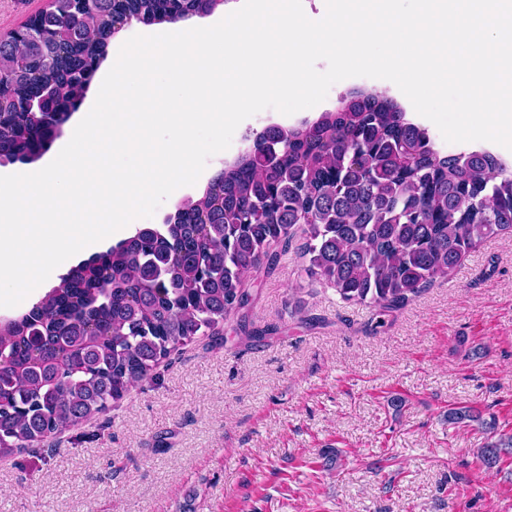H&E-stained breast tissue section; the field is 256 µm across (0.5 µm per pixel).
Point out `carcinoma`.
<instances>
[{
  "label": "carcinoma",
  "mask_w": 512,
  "mask_h": 512,
  "mask_svg": "<svg viewBox=\"0 0 512 512\" xmlns=\"http://www.w3.org/2000/svg\"><path fill=\"white\" fill-rule=\"evenodd\" d=\"M222 0H47L0 37V161L32 162L132 19L172 24ZM163 228L62 276L28 312L0 321V456L91 418L177 346L248 302L259 256L307 227L306 271L379 314L449 275L484 241L512 232V171L487 151L443 154L394 103L356 93L301 129L271 128ZM448 423L489 433L484 467L512 435L473 405Z\"/></svg>",
  "instance_id": "obj_1"
}]
</instances>
